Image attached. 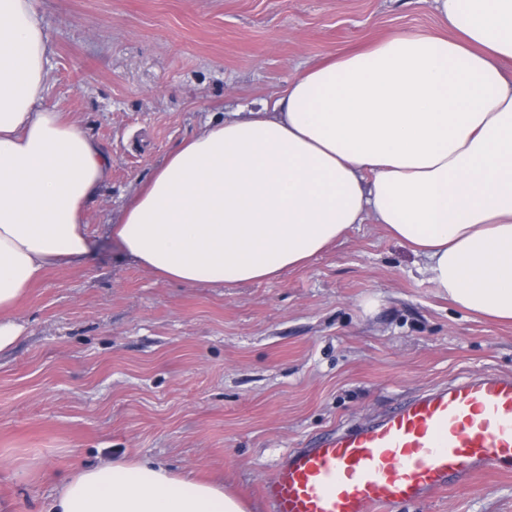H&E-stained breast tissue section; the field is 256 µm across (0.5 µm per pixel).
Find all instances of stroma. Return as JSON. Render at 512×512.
I'll use <instances>...</instances> for the list:
<instances>
[{
  "label": "stroma",
  "instance_id": "obj_1",
  "mask_svg": "<svg viewBox=\"0 0 512 512\" xmlns=\"http://www.w3.org/2000/svg\"><path fill=\"white\" fill-rule=\"evenodd\" d=\"M46 103L112 157L95 245L12 311L0 353V512H45L75 463L126 456L224 486L248 512L284 454L455 376L512 374V323L440 296L410 249L356 224L274 281L188 287L119 257L111 223L210 121L284 93L337 49L441 32L414 0H33ZM401 512H512V473Z\"/></svg>",
  "mask_w": 512,
  "mask_h": 512
}]
</instances>
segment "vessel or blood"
I'll list each match as a JSON object with an SVG mask.
<instances>
[{
	"mask_svg": "<svg viewBox=\"0 0 512 512\" xmlns=\"http://www.w3.org/2000/svg\"><path fill=\"white\" fill-rule=\"evenodd\" d=\"M495 471H512V375L486 372L289 450L260 496L270 512H396Z\"/></svg>",
	"mask_w": 512,
	"mask_h": 512,
	"instance_id": "1",
	"label": "vessel or blood"
}]
</instances>
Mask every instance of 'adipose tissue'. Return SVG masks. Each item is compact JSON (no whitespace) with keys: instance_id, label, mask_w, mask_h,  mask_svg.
Here are the masks:
<instances>
[{"instance_id":"obj_1","label":"adipose tissue","mask_w":512,"mask_h":512,"mask_svg":"<svg viewBox=\"0 0 512 512\" xmlns=\"http://www.w3.org/2000/svg\"><path fill=\"white\" fill-rule=\"evenodd\" d=\"M445 31L336 51L272 104L207 123L112 224L123 254L187 286L277 278L373 220L463 310L512 321V0H425ZM33 0H0V352L52 266L87 262L85 208L111 158L49 107ZM46 512H246L223 487L115 457Z\"/></svg>"}]
</instances>
